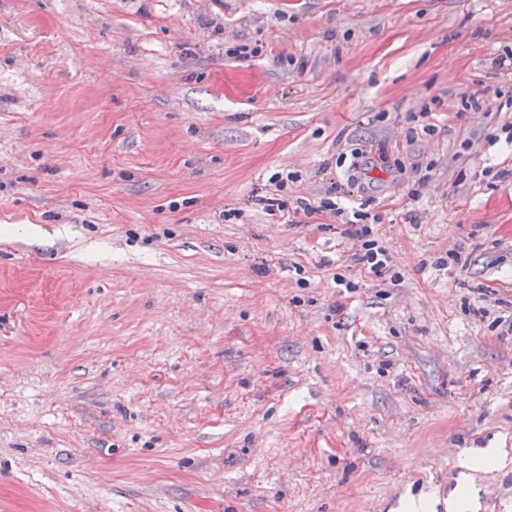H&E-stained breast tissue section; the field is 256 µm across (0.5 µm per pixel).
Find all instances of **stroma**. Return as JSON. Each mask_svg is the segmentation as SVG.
I'll list each match as a JSON object with an SVG mask.
<instances>
[{"mask_svg": "<svg viewBox=\"0 0 512 512\" xmlns=\"http://www.w3.org/2000/svg\"><path fill=\"white\" fill-rule=\"evenodd\" d=\"M511 54L512 0H0V512H512ZM321 208H328L334 216L340 218L343 224H349L351 230L348 232L349 238L353 241V249L356 250L352 254L353 260L356 264H363L367 266L369 272L374 276L381 278L387 271H389L390 263L392 262L388 249L379 243V240L372 239L361 241L369 234L370 228L367 224H362V227L357 228L358 221L367 214L363 212L364 208L359 210H349L347 207L342 206L337 201L331 202L330 199L321 201ZM351 213V215H350ZM351 217L353 219H351ZM358 242H361L358 245ZM360 246V249L358 247Z\"/></svg>", "mask_w": 512, "mask_h": 512, "instance_id": "1", "label": "stroma"}]
</instances>
